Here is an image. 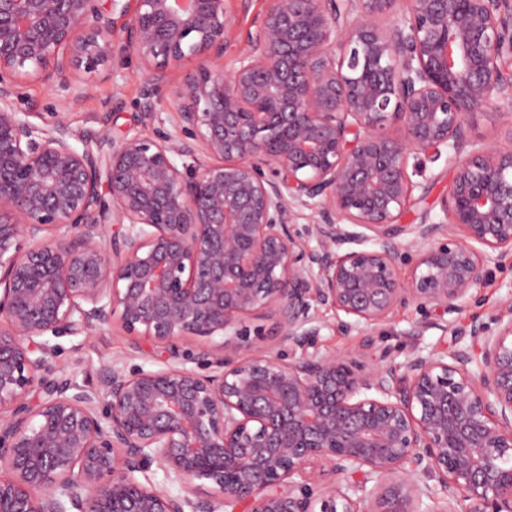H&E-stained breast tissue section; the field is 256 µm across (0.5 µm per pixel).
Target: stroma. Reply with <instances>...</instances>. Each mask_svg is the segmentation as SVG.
<instances>
[{
	"label": "stroma",
	"instance_id": "obj_1",
	"mask_svg": "<svg viewBox=\"0 0 512 512\" xmlns=\"http://www.w3.org/2000/svg\"><path fill=\"white\" fill-rule=\"evenodd\" d=\"M141 101L139 63L130 52L117 67H102L70 89L49 88L23 78L18 82L16 94L19 111L34 112L44 119L55 112L65 113L79 137L102 129L116 139L132 130L151 133L152 125L141 122ZM467 123L472 141L492 143L502 150L512 148V139L506 135L494 107L473 111ZM454 168L455 155L450 150L442 151L439 159H423L422 172L415 177L422 191L405 215V223L417 224L424 218L434 223L442 221L440 201L448 190ZM488 267L489 277L476 298L460 310L444 315L434 311L425 313L412 305L393 312L377 326L346 333L337 327L336 311L320 308L319 333L313 348L332 354L363 347L371 357L386 354L400 364L417 352L466 345L472 323L496 328L502 305L512 301V255L491 257ZM57 345V363L67 375L80 382L94 381L96 368L104 363L118 362L129 370L148 369L168 358L152 339L128 334L117 320L90 332L58 338Z\"/></svg>",
	"mask_w": 512,
	"mask_h": 512
}]
</instances>
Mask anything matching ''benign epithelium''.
I'll use <instances>...</instances> for the list:
<instances>
[{
    "instance_id": "7a95c632",
    "label": "benign epithelium",
    "mask_w": 512,
    "mask_h": 512,
    "mask_svg": "<svg viewBox=\"0 0 512 512\" xmlns=\"http://www.w3.org/2000/svg\"><path fill=\"white\" fill-rule=\"evenodd\" d=\"M102 2L0 0V512H512V301L469 346L403 364L308 351L321 307L346 332L452 312L512 254V149L465 123L505 102L512 139V0H269L228 70L224 0ZM129 50L143 119L184 137L102 130L80 151L64 113L17 110V79L68 88ZM448 146L445 222L402 223L409 158ZM263 308L301 354L253 349ZM116 311L172 353L234 340L197 353L206 374L110 363L78 384L50 338ZM153 462L180 493L139 479Z\"/></svg>"
}]
</instances>
